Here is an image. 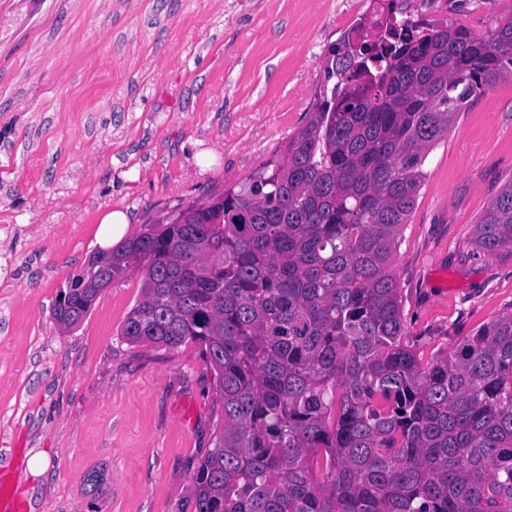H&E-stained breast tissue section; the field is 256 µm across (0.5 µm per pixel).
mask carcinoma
<instances>
[{
	"label": "carcinoma",
	"instance_id": "cac0c4a2",
	"mask_svg": "<svg viewBox=\"0 0 512 512\" xmlns=\"http://www.w3.org/2000/svg\"><path fill=\"white\" fill-rule=\"evenodd\" d=\"M390 33L326 64L338 82L272 168L93 252L57 295L70 329L140 264L120 336L199 346L221 414L193 512H512V313L424 362L395 266L428 150L512 79V17ZM475 244L512 252V181Z\"/></svg>",
	"mask_w": 512,
	"mask_h": 512
}]
</instances>
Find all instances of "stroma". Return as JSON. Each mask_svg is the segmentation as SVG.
<instances>
[{
	"label": "stroma",
	"mask_w": 512,
	"mask_h": 512,
	"mask_svg": "<svg viewBox=\"0 0 512 512\" xmlns=\"http://www.w3.org/2000/svg\"><path fill=\"white\" fill-rule=\"evenodd\" d=\"M369 0H0V462L27 512H192L219 415L199 348L125 343L131 265L65 329L60 288L100 249L240 186L307 121L324 52ZM485 36L512 0H378ZM396 269L423 357L512 313V253L474 243L512 181V79L430 150ZM129 226V218L125 213L112 212L106 215L99 227L98 236L101 238H112V245L120 241Z\"/></svg>",
	"instance_id": "stroma-1"
}]
</instances>
